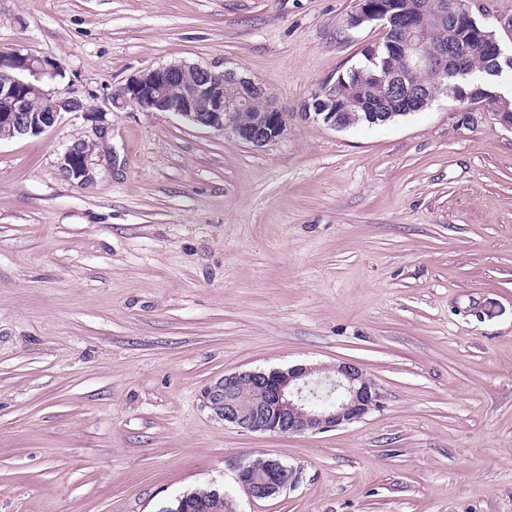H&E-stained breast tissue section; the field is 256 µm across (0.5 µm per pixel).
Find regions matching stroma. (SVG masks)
I'll return each mask as SVG.
<instances>
[{
  "label": "stroma",
  "instance_id": "obj_1",
  "mask_svg": "<svg viewBox=\"0 0 512 512\" xmlns=\"http://www.w3.org/2000/svg\"><path fill=\"white\" fill-rule=\"evenodd\" d=\"M355 0H0V49L62 62L106 110L95 179L63 115L0 141V512H160L219 487L238 512H512V129L431 106L332 129L304 110L381 42ZM512 51V0H473ZM185 61L262 83L264 147L113 97ZM355 362L359 422L224 425L204 387ZM299 474L250 499L239 462ZM96 143V140L80 139L67 147L60 159V167L68 178L78 180L79 183L93 180L91 157Z\"/></svg>",
  "mask_w": 512,
  "mask_h": 512
}]
</instances>
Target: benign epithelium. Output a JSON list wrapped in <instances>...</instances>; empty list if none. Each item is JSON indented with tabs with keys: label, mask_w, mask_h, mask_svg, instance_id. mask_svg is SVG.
Instances as JSON below:
<instances>
[{
	"label": "benign epithelium",
	"mask_w": 512,
	"mask_h": 512,
	"mask_svg": "<svg viewBox=\"0 0 512 512\" xmlns=\"http://www.w3.org/2000/svg\"><path fill=\"white\" fill-rule=\"evenodd\" d=\"M473 0H444L434 13L420 8L416 11L410 36L403 46L405 58L410 61L413 73L425 71L429 66L444 72L448 67L463 70L467 64L464 55L442 47L434 54L424 51L421 27L433 21L441 24L454 23L465 15L474 19L470 4ZM399 14L397 4H383L379 0H355L349 25L358 27L372 23L382 28L394 24ZM486 51L503 58L512 67V54L507 53L492 31L481 32ZM386 58V74L381 83L386 89L397 87L404 90L399 102L415 108L428 103V91L413 83L395 57ZM194 82L179 96L168 94L172 86L181 82L185 75V63H170L141 71L120 90L119 98L142 112H171L194 125L216 131H230L238 139L254 146L264 147L284 136L287 118L278 109L259 117L250 127L237 122L251 94H261L265 89L233 70L217 72L208 66L192 67ZM66 74L65 66L55 58L36 56L11 49L0 53V129L15 137L44 133L54 126L65 113L72 112L56 102L49 104L50 112L44 122H39L27 110V100L36 94L51 98L64 91L74 93L73 83L59 88L53 85L56 78ZM80 114L95 123L94 140L81 139L72 143L60 159V167L66 176L80 183L93 180L91 157L96 140L105 138L106 112L86 108ZM336 394V401L327 407L314 403L319 390ZM203 402L224 423L249 432H269L282 436L316 433L363 419L380 404V392L376 383L357 363L338 362L330 365H298L286 370L241 371L226 374L207 386L202 394ZM298 481L292 467L278 458H267L256 466L250 462L236 467V482L255 500L275 498Z\"/></svg>",
	"instance_id": "benign-epithelium-1"
}]
</instances>
